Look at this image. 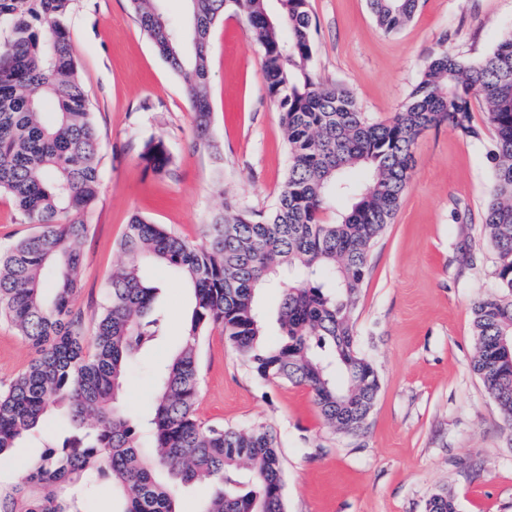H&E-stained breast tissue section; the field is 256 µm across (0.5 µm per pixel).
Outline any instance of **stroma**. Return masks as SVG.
Wrapping results in <instances>:
<instances>
[{"mask_svg":"<svg viewBox=\"0 0 512 512\" xmlns=\"http://www.w3.org/2000/svg\"><path fill=\"white\" fill-rule=\"evenodd\" d=\"M309 10L315 71L324 83L348 87L376 120L399 109L434 54L474 59L512 31V0H419L412 21L391 35L377 28L367 0H309ZM68 27L102 143L73 299L89 324L125 260L117 243L132 215L201 243L225 203L249 213L275 207L288 147L245 17L226 12L210 33L204 146L181 77L157 53L129 0H73ZM492 137L488 130L467 139L443 124L416 140L410 186L370 254L353 312L356 345L380 381L362 434L332 431L307 389L258 378L221 330L204 334L195 415L206 424L276 432L286 512H425L442 489L457 512H512V424L470 367L471 304L496 284L482 224ZM153 138L163 139L172 159L161 174L140 158ZM143 276L159 287L155 306L169 325L125 377L121 404L140 418L153 410L156 369L178 347L192 305L167 265L145 264ZM35 356L1 320L0 388Z\"/></svg>","mask_w":512,"mask_h":512,"instance_id":"stroma-1","label":"stroma"}]
</instances>
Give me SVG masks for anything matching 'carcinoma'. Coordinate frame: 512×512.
Instances as JSON below:
<instances>
[{
	"label": "carcinoma",
	"mask_w": 512,
	"mask_h": 512,
	"mask_svg": "<svg viewBox=\"0 0 512 512\" xmlns=\"http://www.w3.org/2000/svg\"><path fill=\"white\" fill-rule=\"evenodd\" d=\"M71 2L0 0V191L36 226L0 249V317L36 351L0 389V458L40 434L50 409L64 408L70 421L13 484L0 485V512H85V499L109 481L123 497L120 512H180L177 495L199 482L213 492L197 512H285L276 433L194 417L201 336L222 329L256 376L307 388L333 431H360L379 391L352 322L371 250L408 189L416 137L446 123L481 139L476 100L495 133L483 225L498 286L472 305L471 368L512 421V31L470 61L440 52L398 111L371 120L350 89L328 86L315 73L308 0H188L185 29L156 0H130L141 28L184 80L202 145L211 112V29L228 7L246 16L285 129L288 170L271 213L228 205L207 225L204 245L132 216L119 242L126 261L87 329L72 299L102 146L66 24ZM418 3L368 0L386 34L403 29ZM141 158L155 173L171 163L160 138L144 145ZM342 201L348 208L326 221ZM151 261L171 266L193 303L181 344L158 373L153 413L140 420L118 399L128 365L165 327L154 309L159 288L142 276ZM263 288L282 289V340L272 345L263 341ZM426 512H457L454 497L432 495Z\"/></svg>",
	"instance_id": "carcinoma-1"
}]
</instances>
